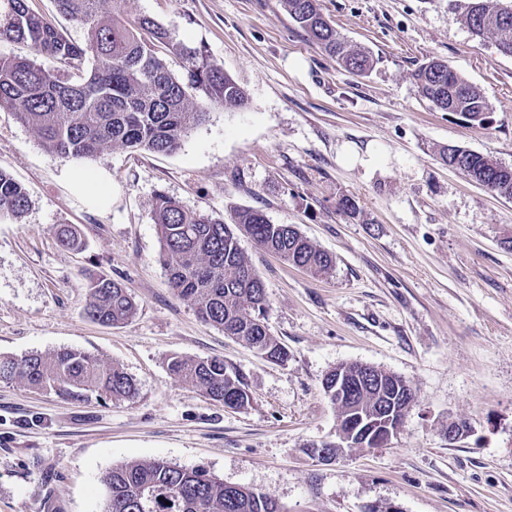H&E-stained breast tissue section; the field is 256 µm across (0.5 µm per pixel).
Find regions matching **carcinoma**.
Listing matches in <instances>:
<instances>
[{
	"label": "carcinoma",
	"instance_id": "carcinoma-1",
	"mask_svg": "<svg viewBox=\"0 0 512 512\" xmlns=\"http://www.w3.org/2000/svg\"><path fill=\"white\" fill-rule=\"evenodd\" d=\"M60 12L87 30L81 43L66 37L49 19L30 10L27 0H0V41H23L35 57L0 58V106L36 130L42 145L66 158L94 157L112 147L168 153L191 127L205 121L203 105L237 106L245 92L224 68L198 48L174 41L153 18L123 19L125 0H112V18L98 13L99 0H56ZM292 21L345 70L368 73L373 56L348 45L321 11L319 0H283ZM456 20L472 35L492 34L497 48L512 57V5L505 0H466ZM180 58L185 76L168 59ZM75 70L79 80H62L57 71ZM414 79L420 95L443 112L460 115L482 128L489 103L479 87L448 63L432 59ZM202 105H191L192 97ZM473 182L512 199V166L461 145L440 150L441 161ZM26 189L0 169V217H21L29 208ZM154 221L161 240L160 261L174 294L224 335L244 342L266 359L283 363L288 350L266 321L264 283L239 245L242 236L315 276L330 273L334 258L291 224H273L256 209L236 210L230 221L189 210L164 193L155 196ZM61 245H81L77 230L57 231ZM87 314L109 326L136 313L124 286L104 275L85 278ZM170 372L184 378L211 400L241 409L251 402L245 376L219 358L168 360ZM20 380L31 388L68 395L94 391L111 399L136 392L134 379L98 356L62 348L48 356H0V381ZM348 398L336 403V372L322 380L324 394L336 405L338 430L368 426L370 417L393 408H411L414 392L399 376L378 367L350 368ZM104 512H283L271 496L239 484L232 486L202 470L163 460L124 462L103 477Z\"/></svg>",
	"mask_w": 512,
	"mask_h": 512
}]
</instances>
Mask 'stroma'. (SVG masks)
Here are the masks:
<instances>
[{
    "instance_id": "obj_1",
    "label": "stroma",
    "mask_w": 512,
    "mask_h": 512,
    "mask_svg": "<svg viewBox=\"0 0 512 512\" xmlns=\"http://www.w3.org/2000/svg\"><path fill=\"white\" fill-rule=\"evenodd\" d=\"M352 45L375 57L345 71L289 17L282 0H127L245 90L209 107L169 154L110 148L76 161L0 109V169L30 206L0 218V356L81 349L118 366L134 397L108 399L0 382V512H104V474L161 459L263 491L285 512H512V200L441 163L462 145L512 165V57L475 37L451 0H320ZM439 58L477 85L485 127L420 96L414 71ZM105 169L106 208L73 192L72 170ZM216 218L263 211L333 254L315 277L240 246L261 276L268 324L288 350L273 363L200 320L159 261L154 198ZM360 213L344 214L342 197ZM78 227L83 246L54 229ZM120 281L135 315L90 320L83 276ZM219 357L252 402L230 409L167 368L170 356ZM342 363L401 376L415 393L397 437L321 460L338 439L322 379ZM470 432L449 441L448 425Z\"/></svg>"
}]
</instances>
